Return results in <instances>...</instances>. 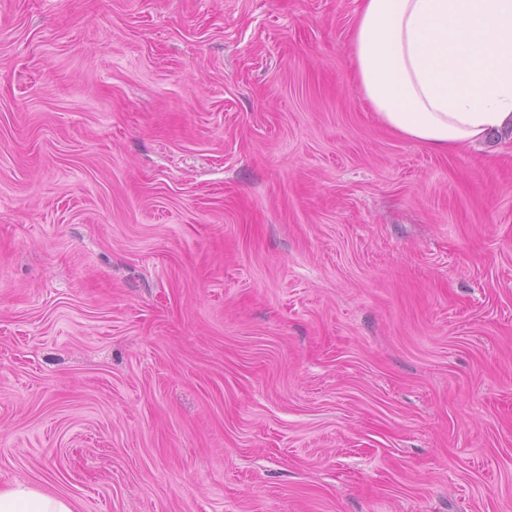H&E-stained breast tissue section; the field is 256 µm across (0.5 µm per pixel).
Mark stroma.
<instances>
[{"label":"stroma","mask_w":512,"mask_h":512,"mask_svg":"<svg viewBox=\"0 0 512 512\" xmlns=\"http://www.w3.org/2000/svg\"><path fill=\"white\" fill-rule=\"evenodd\" d=\"M360 6L0 0V486L512 512V140L390 131Z\"/></svg>","instance_id":"obj_1"}]
</instances>
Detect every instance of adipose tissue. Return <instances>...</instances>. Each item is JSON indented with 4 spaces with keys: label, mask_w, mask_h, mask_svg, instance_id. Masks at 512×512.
I'll list each match as a JSON object with an SVG mask.
<instances>
[{
    "label": "adipose tissue",
    "mask_w": 512,
    "mask_h": 512,
    "mask_svg": "<svg viewBox=\"0 0 512 512\" xmlns=\"http://www.w3.org/2000/svg\"><path fill=\"white\" fill-rule=\"evenodd\" d=\"M362 94L395 133L436 150L512 135V0H362L352 34ZM0 512H75L17 479Z\"/></svg>",
    "instance_id": "adipose-tissue-1"
}]
</instances>
